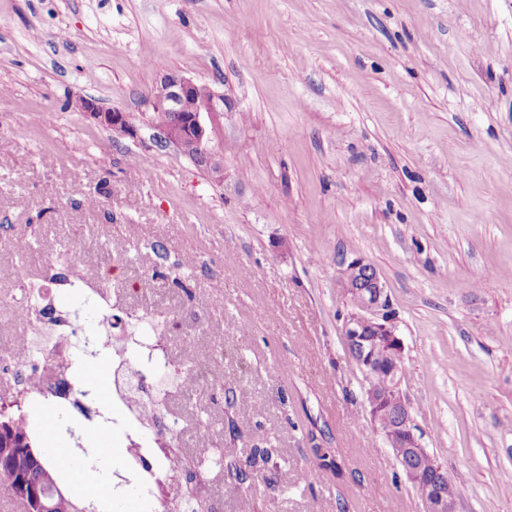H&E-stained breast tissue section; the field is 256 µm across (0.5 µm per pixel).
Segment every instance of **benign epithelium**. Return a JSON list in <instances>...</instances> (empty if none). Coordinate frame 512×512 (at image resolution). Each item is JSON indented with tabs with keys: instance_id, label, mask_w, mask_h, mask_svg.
<instances>
[{
	"instance_id": "obj_1",
	"label": "benign epithelium",
	"mask_w": 512,
	"mask_h": 512,
	"mask_svg": "<svg viewBox=\"0 0 512 512\" xmlns=\"http://www.w3.org/2000/svg\"><path fill=\"white\" fill-rule=\"evenodd\" d=\"M149 103L160 143L181 151L185 141H193L198 148L194 162L204 167L215 181L224 182V158L210 146L213 127L207 123V119L223 112L228 105L224 96L183 76L168 74L155 87ZM76 106L114 132L129 137L137 134L127 114L120 110L103 111L95 100L86 97L76 100ZM338 285L341 293L353 301V310L344 320L342 333L364 382L379 374L392 382V394L388 396L367 391L372 422L387 445L398 450L408 483L426 488L427 512H459V501L448 499L442 491L448 483V471L441 465L428 471L418 465L427 450L410 403L400 388L404 345L378 272L370 262L357 256L341 270ZM35 459L34 455L27 457L15 451V445L6 441L0 448V462H10L22 470ZM57 491L58 484L48 473L36 482L23 478L17 487V494L30 503L31 512H54L59 498Z\"/></svg>"
}]
</instances>
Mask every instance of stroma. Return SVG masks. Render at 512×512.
I'll return each mask as SVG.
<instances>
[{
    "instance_id": "stroma-1",
    "label": "stroma",
    "mask_w": 512,
    "mask_h": 512,
    "mask_svg": "<svg viewBox=\"0 0 512 512\" xmlns=\"http://www.w3.org/2000/svg\"><path fill=\"white\" fill-rule=\"evenodd\" d=\"M166 74L230 104L223 181L158 145ZM1 85L0 268L29 242L61 314L56 249L82 248L110 292L84 335L110 314L164 333L177 314L211 347L225 395L162 412L180 453L272 450L243 483L209 469L212 512H425L342 336L356 256L396 313L422 442L464 474L460 512H512V0H0ZM76 106L81 112H86L101 125L111 128L113 132H118L132 138L137 134L136 127L130 123L125 112L115 109L103 111L95 100L86 97L78 98Z\"/></svg>"
}]
</instances>
